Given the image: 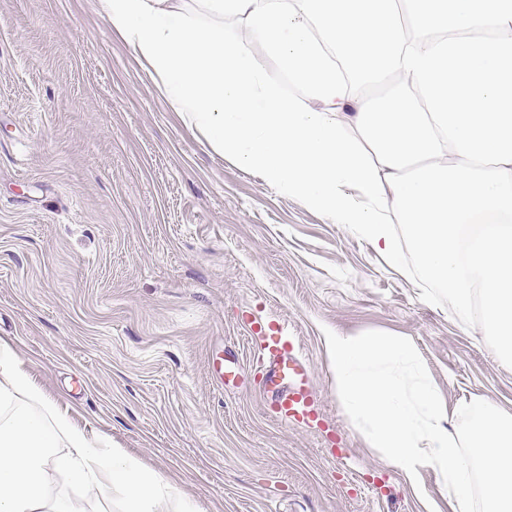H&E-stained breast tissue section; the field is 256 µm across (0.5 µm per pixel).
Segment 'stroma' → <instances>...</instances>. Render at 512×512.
Segmentation results:
<instances>
[{
  "label": "stroma",
  "instance_id": "35a3bbf8",
  "mask_svg": "<svg viewBox=\"0 0 512 512\" xmlns=\"http://www.w3.org/2000/svg\"><path fill=\"white\" fill-rule=\"evenodd\" d=\"M282 326L320 418L265 411L247 315ZM409 338L456 414L512 413V363L304 200L213 154L97 0H0V339L71 420L127 449L200 512H450L414 495L344 412L322 343ZM237 358L244 384L217 380Z\"/></svg>",
  "mask_w": 512,
  "mask_h": 512
}]
</instances>
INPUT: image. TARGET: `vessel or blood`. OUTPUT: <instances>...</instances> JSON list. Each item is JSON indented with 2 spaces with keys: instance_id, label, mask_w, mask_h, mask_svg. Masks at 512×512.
Here are the masks:
<instances>
[{
  "instance_id": "1",
  "label": "vessel or blood",
  "mask_w": 512,
  "mask_h": 512,
  "mask_svg": "<svg viewBox=\"0 0 512 512\" xmlns=\"http://www.w3.org/2000/svg\"><path fill=\"white\" fill-rule=\"evenodd\" d=\"M249 328L261 338L256 362L265 403L283 419L311 420L315 382L299 346L285 336L270 333L258 320H251Z\"/></svg>"
}]
</instances>
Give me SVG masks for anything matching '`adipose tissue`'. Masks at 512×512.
Segmentation results:
<instances>
[{
  "label": "adipose tissue",
  "mask_w": 512,
  "mask_h": 512,
  "mask_svg": "<svg viewBox=\"0 0 512 512\" xmlns=\"http://www.w3.org/2000/svg\"><path fill=\"white\" fill-rule=\"evenodd\" d=\"M185 127L447 292L512 362V0H98ZM68 450L57 453L58 443ZM124 512H197L73 424L0 339V512L48 471Z\"/></svg>",
  "instance_id": "1"
}]
</instances>
